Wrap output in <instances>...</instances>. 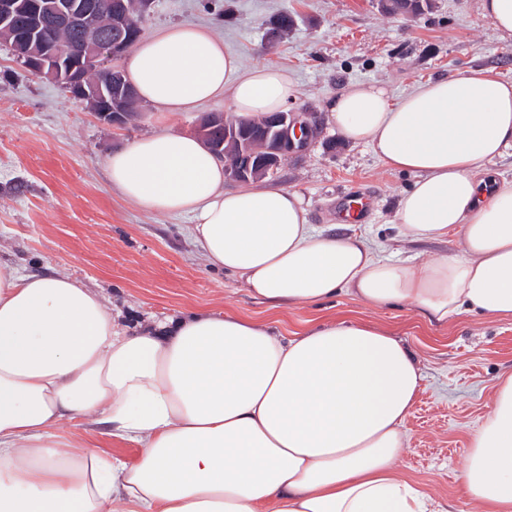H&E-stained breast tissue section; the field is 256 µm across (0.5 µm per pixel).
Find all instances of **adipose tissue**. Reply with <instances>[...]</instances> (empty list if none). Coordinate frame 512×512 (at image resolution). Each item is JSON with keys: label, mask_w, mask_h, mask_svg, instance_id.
Masks as SVG:
<instances>
[{"label": "adipose tissue", "mask_w": 512, "mask_h": 512, "mask_svg": "<svg viewBox=\"0 0 512 512\" xmlns=\"http://www.w3.org/2000/svg\"><path fill=\"white\" fill-rule=\"evenodd\" d=\"M123 67L158 112L222 100L253 118L296 97L287 70L244 68L203 26L154 33ZM324 109L347 140L413 175L394 214L401 233L452 232L460 252L396 262L363 238L318 232L298 191L225 190L223 162L171 130L112 152L108 177L144 211L189 215L207 262L272 308L345 293L439 323L512 319V182L485 187L512 147V80L474 71L397 98L357 83ZM421 382L401 340L358 321L288 338L192 312L132 335L79 282L0 264V512H434L397 470ZM102 417L110 439L139 446L137 462L59 432ZM458 492L478 512H512V374L469 438Z\"/></svg>", "instance_id": "adipose-tissue-1"}]
</instances>
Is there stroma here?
Here are the masks:
<instances>
[{
  "instance_id": "stroma-1",
  "label": "stroma",
  "mask_w": 512,
  "mask_h": 512,
  "mask_svg": "<svg viewBox=\"0 0 512 512\" xmlns=\"http://www.w3.org/2000/svg\"><path fill=\"white\" fill-rule=\"evenodd\" d=\"M284 11L294 27L270 40L269 22ZM180 23L212 29L245 67L286 68L297 87L293 109L320 119L317 139L261 188L299 191L316 229L363 236L383 257L421 262L457 251L453 236L415 241L400 233L394 212L413 176L388 171L370 146L347 141L323 107L354 83L400 96L426 79L475 70L512 80V45L481 16L478 0H433L431 10L410 17L384 13L379 0H153L143 33ZM224 108L218 101L163 118L144 103L127 124L107 125L0 44V263L75 279L100 293L132 333L193 310L269 321L288 337L343 316L388 332L423 374L399 473L447 512H471L458 494L459 467L499 377L512 372V320L464 313L442 324L404 302L374 308L346 295L275 312L237 275L208 265L190 238L189 216L143 212L113 190L105 167L112 151L162 128L194 134L202 113ZM351 196L369 202L365 221L340 216ZM107 429L95 421L63 425L61 433L136 461L138 446L110 441Z\"/></svg>"
}]
</instances>
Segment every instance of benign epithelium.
<instances>
[{
	"mask_svg": "<svg viewBox=\"0 0 512 512\" xmlns=\"http://www.w3.org/2000/svg\"><path fill=\"white\" fill-rule=\"evenodd\" d=\"M98 11L108 14L105 33L91 23ZM78 30L70 48L46 34V23ZM141 32L129 0H0V39L13 43L23 66L37 76L58 83L71 96L89 102L97 116L112 124L127 121L132 92L124 72L112 67L99 81L88 79L102 58L115 57L130 47L131 33ZM224 126V142L237 148L245 161L224 167V177L236 183L257 181L275 173L290 155L304 151L317 137L316 113L301 110L278 112L255 145L251 128L243 119H229L211 112L198 129L203 143L214 125Z\"/></svg>",
	"mask_w": 512,
	"mask_h": 512,
	"instance_id": "1",
	"label": "benign epithelium"
}]
</instances>
